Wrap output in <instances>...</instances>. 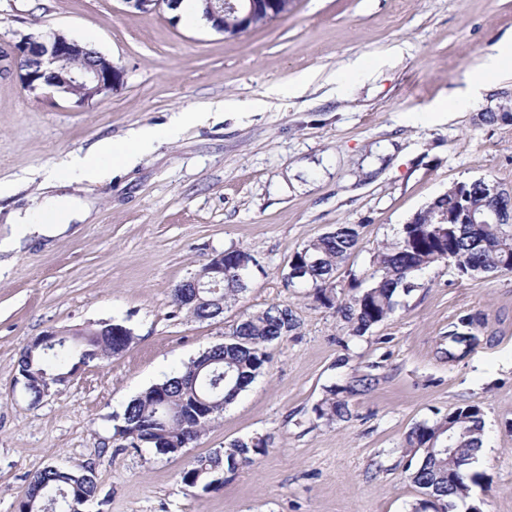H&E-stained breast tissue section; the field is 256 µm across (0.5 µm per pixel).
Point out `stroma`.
Here are the masks:
<instances>
[{
  "label": "stroma",
  "mask_w": 512,
  "mask_h": 512,
  "mask_svg": "<svg viewBox=\"0 0 512 512\" xmlns=\"http://www.w3.org/2000/svg\"><path fill=\"white\" fill-rule=\"evenodd\" d=\"M52 32L93 45L124 83L78 104L0 76V233L55 195L59 174L93 204L87 221L0 257V512H18L48 465L93 468L88 512H410L421 493L408 478V432L473 404L485 421L472 466L481 479L455 512H512V271L463 279L434 263L362 336L310 286L287 282L297 249L355 224L359 245L335 280L349 299L370 285L377 248L453 183L512 185V124L478 119L512 94V74L464 109H439L512 39V0H293L235 37L122 0H0V46ZM358 57L362 82L345 71ZM187 112L204 118L130 164L100 157L98 179L70 177L99 141ZM230 247L254 259L248 290L213 320L178 310L175 286ZM272 303L292 309L296 330L182 454L116 436L131 399ZM464 315L478 319L477 344L452 360L448 332ZM105 321L132 330L129 349L34 400L17 371L26 345ZM364 374L377 383L350 398L347 418L317 417L327 386ZM266 435L267 453L218 489L182 487L196 457Z\"/></svg>",
  "instance_id": "stroma-1"
}]
</instances>
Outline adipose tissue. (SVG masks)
I'll use <instances>...</instances> for the list:
<instances>
[{"label":"adipose tissue","instance_id":"adipose-tissue-1","mask_svg":"<svg viewBox=\"0 0 512 512\" xmlns=\"http://www.w3.org/2000/svg\"><path fill=\"white\" fill-rule=\"evenodd\" d=\"M77 212L86 218L90 215V208L85 204L75 205L66 197L48 199L38 214L16 217L18 229L0 238V253L8 254L19 250L24 239L33 235L51 236L65 232Z\"/></svg>","mask_w":512,"mask_h":512}]
</instances>
